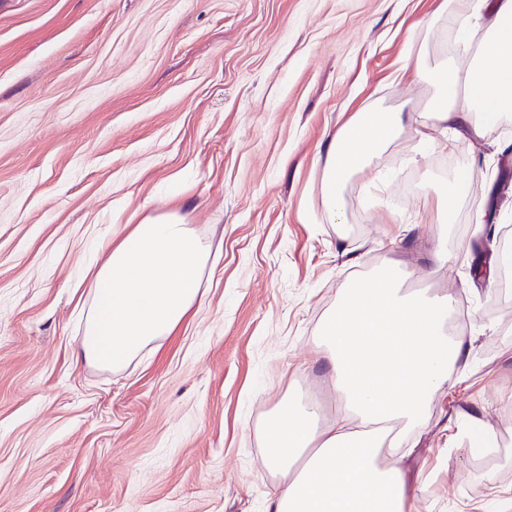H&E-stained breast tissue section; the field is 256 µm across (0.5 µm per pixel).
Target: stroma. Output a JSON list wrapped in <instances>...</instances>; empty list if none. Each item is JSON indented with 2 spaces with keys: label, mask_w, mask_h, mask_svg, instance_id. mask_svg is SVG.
<instances>
[{
  "label": "stroma",
  "mask_w": 512,
  "mask_h": 512,
  "mask_svg": "<svg viewBox=\"0 0 512 512\" xmlns=\"http://www.w3.org/2000/svg\"><path fill=\"white\" fill-rule=\"evenodd\" d=\"M441 2L0 0V512H267L265 422L299 397L340 412L310 351L387 266L455 297L471 344L412 433L413 512H512V446L448 452L474 411L512 435V291L487 274L512 226V116L431 127L413 56L467 61ZM364 107L409 119L374 161L386 188L349 181L331 224L325 147ZM452 173L469 191L441 226L425 192ZM172 214L212 241L204 302L122 369L75 364L100 243Z\"/></svg>",
  "instance_id": "obj_1"
}]
</instances>
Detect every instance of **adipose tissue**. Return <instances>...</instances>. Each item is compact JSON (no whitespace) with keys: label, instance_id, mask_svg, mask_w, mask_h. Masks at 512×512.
I'll return each mask as SVG.
<instances>
[{"label":"adipose tissue","instance_id":"ef3b65f1","mask_svg":"<svg viewBox=\"0 0 512 512\" xmlns=\"http://www.w3.org/2000/svg\"><path fill=\"white\" fill-rule=\"evenodd\" d=\"M455 39L469 46L467 67L455 58L415 72L434 92L425 106L433 124L482 134L512 110V0L489 11L455 8ZM401 112L361 109L331 138L321 197L328 223L342 221L344 184L370 171ZM91 274L86 331L76 362L120 369L171 335L201 302V274L211 246L177 216L146 218L105 246ZM449 300L400 287L385 270L354 282L326 317L313 362L346 396L342 414L317 425L298 403L277 410L263 435L265 462L279 478L267 512H409L415 488L396 465L381 466L382 447L403 459L407 435L450 375L464 377L469 346L448 332Z\"/></svg>","mask_w":512,"mask_h":512}]
</instances>
